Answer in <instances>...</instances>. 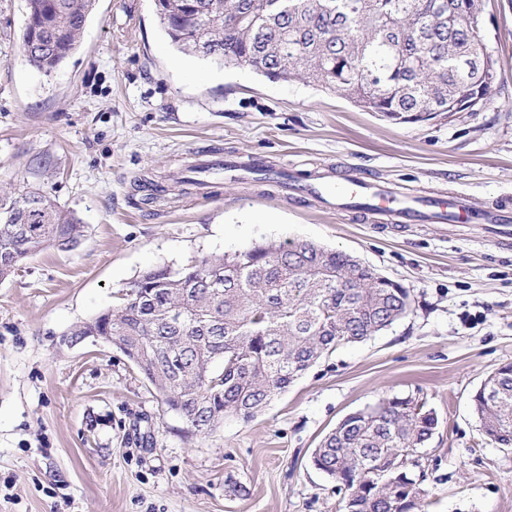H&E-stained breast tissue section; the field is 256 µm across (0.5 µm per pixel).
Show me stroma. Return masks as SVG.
<instances>
[{
    "label": "stroma",
    "instance_id": "stroma-1",
    "mask_svg": "<svg viewBox=\"0 0 512 512\" xmlns=\"http://www.w3.org/2000/svg\"><path fill=\"white\" fill-rule=\"evenodd\" d=\"M26 22L25 0H0V189L40 186L83 234L0 279V512H340L313 452L393 395L439 417L420 460L426 512H512V450L471 406L512 362V245L462 224H373L254 174L187 181L194 164L262 157L301 182L358 175L487 210L512 195V0H484L497 78L483 110L415 124L178 52L154 0H96L51 73L23 54ZM299 239L401 283L411 310L338 346L249 421L193 434L120 350L60 342L147 269Z\"/></svg>",
    "mask_w": 512,
    "mask_h": 512
}]
</instances>
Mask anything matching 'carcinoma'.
Returning a JSON list of instances; mask_svg holds the SVG:
<instances>
[{"mask_svg":"<svg viewBox=\"0 0 512 512\" xmlns=\"http://www.w3.org/2000/svg\"><path fill=\"white\" fill-rule=\"evenodd\" d=\"M95 0H27L26 59L57 70L77 49ZM481 0H155L181 53L243 66L271 81L302 78L394 123L430 120L496 72L471 61L459 3ZM82 225L41 189L0 193V258L15 265L72 247ZM411 310L406 288L353 256L309 240L255 242L177 270L149 269L118 303L70 332L110 336L166 409L210 434L263 411L322 356L365 341ZM485 436L512 448V363L472 396ZM438 426L420 397H392L345 416L313 465L345 491L343 512H423L411 468Z\"/></svg>","mask_w":512,"mask_h":512,"instance_id":"1","label":"carcinoma"}]
</instances>
